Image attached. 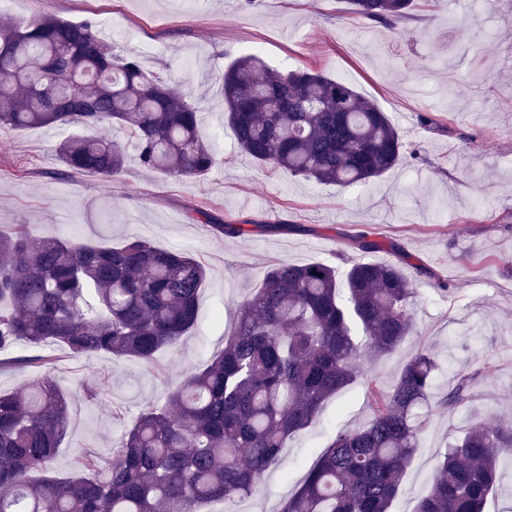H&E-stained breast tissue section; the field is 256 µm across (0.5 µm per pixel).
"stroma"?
<instances>
[{
	"instance_id": "35a3bbf8",
	"label": "stroma",
	"mask_w": 512,
	"mask_h": 512,
	"mask_svg": "<svg viewBox=\"0 0 512 512\" xmlns=\"http://www.w3.org/2000/svg\"><path fill=\"white\" fill-rule=\"evenodd\" d=\"M35 14L98 22L115 53H135L170 86L192 90L200 133L222 159L204 176L174 178L141 167L129 144L112 178L63 176L56 148L65 131L0 130V225L107 246L140 237L187 250L210 269L195 327L159 355L155 371L52 346L51 377L71 406L56 472L69 473L79 452L110 456L125 421L221 351L238 302L272 264L337 263L349 236L363 232L398 243L436 273L416 278L418 333L376 363L379 382L391 385L407 352L420 347L439 362L437 392H447L459 371L474 375L468 400L433 413L392 512H410L439 454L475 422L512 420V0H430L394 30L354 18L347 0H11L0 23ZM248 53L276 69L305 65L347 82L386 112L419 159L345 189L257 167L224 123L218 83ZM426 116L435 129L423 126ZM196 206L313 232L222 238L195 219ZM100 381L106 396L87 402L80 384ZM117 407L124 421L113 419ZM370 418L365 387L345 388L289 440L259 496L237 512H277L336 432Z\"/></svg>"
}]
</instances>
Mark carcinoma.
<instances>
[{"instance_id":"obj_1","label":"carcinoma","mask_w":512,"mask_h":512,"mask_svg":"<svg viewBox=\"0 0 512 512\" xmlns=\"http://www.w3.org/2000/svg\"><path fill=\"white\" fill-rule=\"evenodd\" d=\"M349 13L395 27L415 0H347ZM224 122L239 149L261 168L319 184H367L407 160L400 130L351 85L307 67L272 69L243 55L219 77ZM102 125L126 133L150 172L199 177L219 162L199 133L192 96L168 87L134 55L118 56L93 21L34 15L0 23V129L78 126L89 134L62 141L70 173L118 174L126 161ZM227 238L288 229L214 218ZM389 248L397 263L343 255L346 265L274 264L239 303L224 349L148 403L112 451L110 476L90 473L96 456L80 453L69 474L52 469L69 425V399L43 376L22 392L0 391V512H203L252 497L288 440L315 421L323 404L349 385L366 387L372 417L339 432L279 512H390L427 420L469 397L461 371L435 392L434 356L409 354L398 378L378 384L365 359L392 354L416 333L409 256L396 242L366 233L350 248ZM208 278L181 249L130 238L101 247L74 237H37L27 224L0 227V371L51 369L48 344L73 358L108 355L153 371L197 323ZM25 344L28 354L16 348ZM512 452V423L474 424L440 455L414 512H484Z\"/></svg>"}]
</instances>
